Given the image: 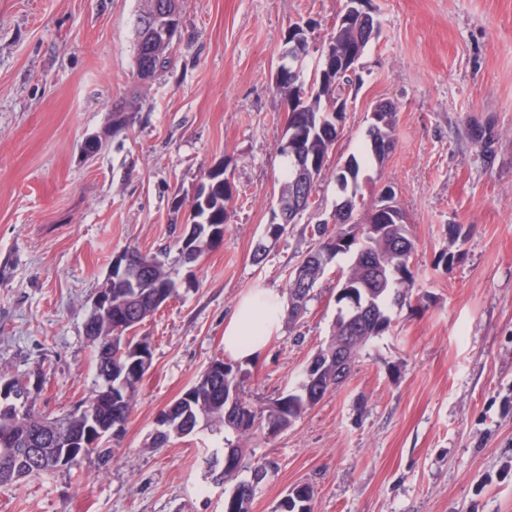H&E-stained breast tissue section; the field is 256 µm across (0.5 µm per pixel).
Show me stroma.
<instances>
[{
	"label": "stroma",
	"mask_w": 512,
	"mask_h": 512,
	"mask_svg": "<svg viewBox=\"0 0 512 512\" xmlns=\"http://www.w3.org/2000/svg\"><path fill=\"white\" fill-rule=\"evenodd\" d=\"M344 3L184 0L171 65L143 84L139 0H0V368L30 387L42 415L70 413L99 385L84 325L113 256H165L180 284L137 330L152 366L107 464L92 455L0 486V512H224L234 483L208 473L223 435L162 448L150 437L223 358L239 298L285 291L314 226L333 220L337 166L360 153L384 100L397 107L395 146L362 172L359 191L393 188L416 241L414 285L343 385L280 434L244 441L240 478L266 468L250 512H275L299 484L314 489L311 512H512V0H371L380 35L313 203L253 260L284 167L279 53L289 27L306 22L315 63ZM124 99L132 124L106 135ZM99 134L102 150L84 158V140ZM218 161L234 184L224 238L185 265L171 201H191ZM349 263L338 256L301 321L239 364L245 399L264 407L298 386L331 334Z\"/></svg>",
	"instance_id": "stroma-1"
}]
</instances>
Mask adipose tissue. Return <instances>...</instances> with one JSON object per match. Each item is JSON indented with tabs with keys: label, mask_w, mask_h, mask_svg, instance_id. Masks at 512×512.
<instances>
[{
	"label": "adipose tissue",
	"mask_w": 512,
	"mask_h": 512,
	"mask_svg": "<svg viewBox=\"0 0 512 512\" xmlns=\"http://www.w3.org/2000/svg\"><path fill=\"white\" fill-rule=\"evenodd\" d=\"M287 303L272 288H255L244 295L224 323V352L236 361H251L263 353L278 333Z\"/></svg>",
	"instance_id": "ef3b65f1"
}]
</instances>
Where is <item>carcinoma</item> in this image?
Masks as SVG:
<instances>
[{
    "mask_svg": "<svg viewBox=\"0 0 512 512\" xmlns=\"http://www.w3.org/2000/svg\"><path fill=\"white\" fill-rule=\"evenodd\" d=\"M331 57L349 53L358 42L369 45V32L364 21L336 27L328 37ZM150 65L153 76L166 71L171 59L160 52L150 59L135 53L136 69ZM343 90L334 81L324 82L314 74L310 84L303 85V98L289 112L287 127L278 146L286 159L283 185H288L296 174V160L304 158L316 165V176H321L324 158L336 142V123L340 116L323 109L324 100L333 99ZM132 116L126 106L118 102L112 108V133L128 128ZM397 110L384 113L382 122L366 130L367 144L362 158L351 157L336 172V183L342 192V201L336 204V223L329 226L318 224L313 228L315 242L295 265L288 282V301L302 292L313 297L314 288L323 277L326 268L339 254H352L348 270L336 284L338 312H348L358 307V320L351 329L355 336L349 344L344 374L361 349L373 338L388 331L391 319L389 306L406 301L407 291L413 287L411 258L416 242L410 225L395 220L392 213L378 208L375 203L365 204L359 196V178L365 165H383L394 147ZM233 189L227 174V165L218 163L204 173L203 193L197 199L192 220L199 231L190 243L191 254L200 258L219 245L224 237L228 220V203ZM283 217L273 211L266 227V236L276 242L286 231ZM130 263L141 269L138 288L119 276L110 279L112 315H89L85 333L95 345L97 374L103 387L95 391L79 408L47 427L32 406L0 402V436H8L10 447L0 450V485L18 482L16 473L24 469L48 473L69 468L62 461L67 445L80 439L86 432L89 420L82 410L97 417L99 422L125 423L133 410L137 384L147 371L144 366L132 364L117 350L108 348L109 339L116 340V347L126 345L133 349L148 345L144 339L124 338L125 330L142 324L157 312L152 300L155 293L164 299L177 292V282L166 269V264L153 255L128 249ZM240 399V419L229 427L224 424L225 406L232 395ZM316 404L305 392L296 388L277 398L268 407L253 406L241 394V379L236 367L226 363L222 370H205L199 379L182 396L170 403L163 411L165 419L156 430L152 447L161 448L173 437L193 434L205 427L218 433H227L235 440L224 439L225 445L240 447V441L261 431L275 436L287 430L307 410ZM290 501L278 505V512H310L309 502L313 489L308 484L294 487Z\"/></svg>",
    "mask_w": 512,
    "mask_h": 512,
    "instance_id": "1",
    "label": "carcinoma"
}]
</instances>
